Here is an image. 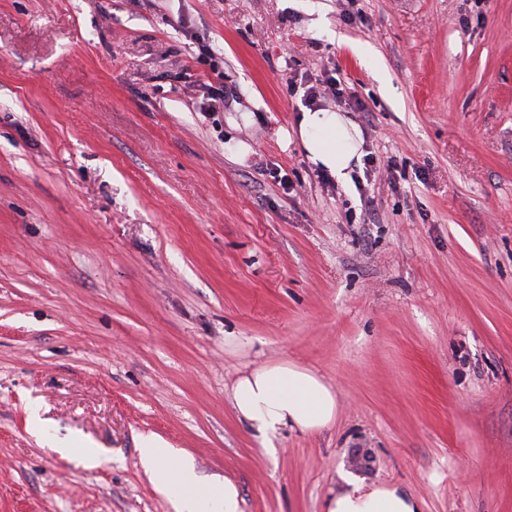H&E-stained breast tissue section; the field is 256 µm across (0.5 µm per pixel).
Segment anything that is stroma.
Returning <instances> with one entry per match:
<instances>
[{"label": "stroma", "mask_w": 512, "mask_h": 512, "mask_svg": "<svg viewBox=\"0 0 512 512\" xmlns=\"http://www.w3.org/2000/svg\"><path fill=\"white\" fill-rule=\"evenodd\" d=\"M322 2L327 36L282 0H0V512H173L151 437L241 512H323L354 448L423 512H512V0ZM308 76L365 106L366 194L301 149ZM283 360L339 412L268 448L230 390Z\"/></svg>", "instance_id": "obj_1"}]
</instances>
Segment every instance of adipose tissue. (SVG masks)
I'll return each instance as SVG.
<instances>
[{
    "instance_id": "1",
    "label": "adipose tissue",
    "mask_w": 512,
    "mask_h": 512,
    "mask_svg": "<svg viewBox=\"0 0 512 512\" xmlns=\"http://www.w3.org/2000/svg\"><path fill=\"white\" fill-rule=\"evenodd\" d=\"M302 149L315 167L349 185L363 155L360 126L333 109L303 110L298 122ZM234 409L264 441L283 429L322 430L338 413L333 386L317 372L286 361L241 370L231 385ZM141 459L152 483L173 499L176 512H240L232 482L210 484L193 465L155 438L143 441ZM344 490L330 495L325 512H423L421 499L397 487L345 477Z\"/></svg>"
}]
</instances>
